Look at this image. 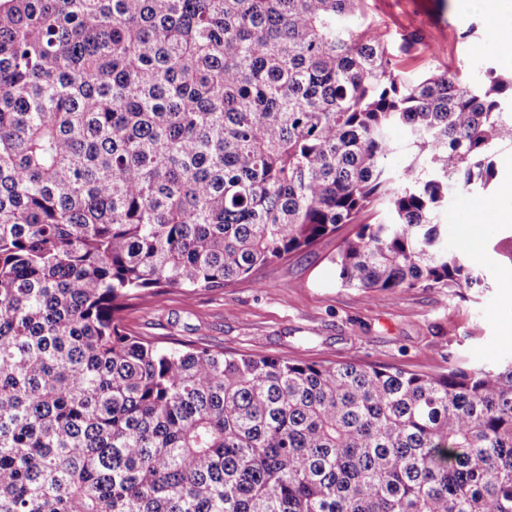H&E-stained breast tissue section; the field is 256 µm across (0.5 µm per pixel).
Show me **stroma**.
I'll return each mask as SVG.
<instances>
[{"mask_svg":"<svg viewBox=\"0 0 512 512\" xmlns=\"http://www.w3.org/2000/svg\"><path fill=\"white\" fill-rule=\"evenodd\" d=\"M371 9L385 39L416 31L438 44L437 56L404 57L409 76L449 65L476 78L487 66L503 65L485 18L460 8L457 0H371ZM470 26L474 35L458 41ZM478 200L475 194L451 193L443 222L449 251L481 268L487 287L455 294L413 288L368 298L340 285L333 262L340 240L332 235L262 269L253 280L191 295L169 288L136 300L125 313V326L163 346L205 345L227 353L355 361L427 374L447 372L452 364L469 369L511 361L512 268L492 250L505 226L491 216L478 237L463 236Z\"/></svg>","mask_w":512,"mask_h":512,"instance_id":"stroma-1","label":"stroma"}]
</instances>
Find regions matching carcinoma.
I'll use <instances>...</instances> for the list:
<instances>
[{
    "mask_svg": "<svg viewBox=\"0 0 512 512\" xmlns=\"http://www.w3.org/2000/svg\"><path fill=\"white\" fill-rule=\"evenodd\" d=\"M368 9L0 0V512H512V361L432 376L124 326L368 212L342 286L486 287L441 215L512 148V75L409 81L427 40Z\"/></svg>",
    "mask_w": 512,
    "mask_h": 512,
    "instance_id": "carcinoma-1",
    "label": "carcinoma"
}]
</instances>
